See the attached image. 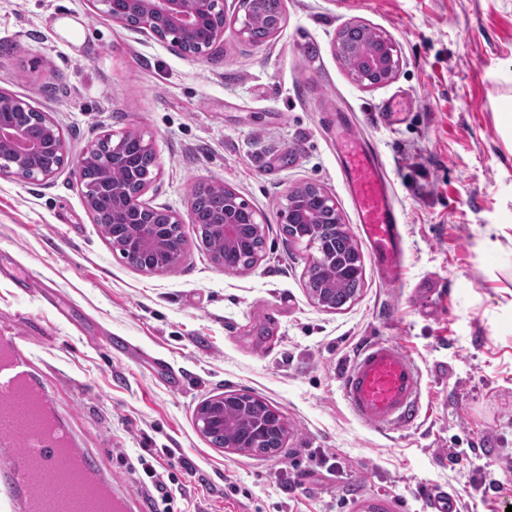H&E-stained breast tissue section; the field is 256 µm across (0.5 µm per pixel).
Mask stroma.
Here are the masks:
<instances>
[{"mask_svg": "<svg viewBox=\"0 0 512 512\" xmlns=\"http://www.w3.org/2000/svg\"><path fill=\"white\" fill-rule=\"evenodd\" d=\"M202 57L135 31L92 0H0V91L47 113L72 159L104 135L151 143L145 199L186 213L198 184L223 185L264 213V258L216 267L197 227L185 254L147 273L112 248L69 165L26 183L0 174V324L14 323L60 388L63 412L113 477L144 499L142 469L170 477L175 512H425L443 491L458 512L512 505V0H284L281 31L241 39L240 0ZM360 24L402 57L365 87L334 51ZM400 113L382 128L374 114ZM377 148L404 233V275L375 266L342 183L336 120ZM315 183L363 259V286L339 311L305 282L309 249L282 232L278 203ZM23 267L33 286L17 288ZM123 338L104 347L100 339ZM370 337L396 341L422 371L414 425L366 426L341 371ZM247 391L288 425L276 453L213 447L205 399Z\"/></svg>", "mask_w": 512, "mask_h": 512, "instance_id": "obj_1", "label": "stroma"}]
</instances>
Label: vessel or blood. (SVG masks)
<instances>
[{
  "instance_id": "vessel-or-blood-1",
  "label": "vessel or blood",
  "mask_w": 512,
  "mask_h": 512,
  "mask_svg": "<svg viewBox=\"0 0 512 512\" xmlns=\"http://www.w3.org/2000/svg\"><path fill=\"white\" fill-rule=\"evenodd\" d=\"M344 183L374 259L388 280L403 275V232L390 181L369 141L341 157ZM422 373L391 340L361 346L341 377L342 397L365 424L393 428L416 420ZM102 486L118 512H142L140 497L113 480L96 449L64 415L55 385L24 337L0 328V497L10 512H93L88 483Z\"/></svg>"
}]
</instances>
